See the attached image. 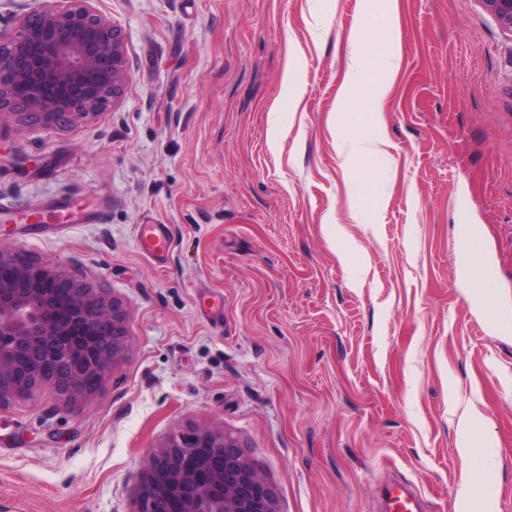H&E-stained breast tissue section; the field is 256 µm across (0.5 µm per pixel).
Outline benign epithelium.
<instances>
[{"mask_svg": "<svg viewBox=\"0 0 512 512\" xmlns=\"http://www.w3.org/2000/svg\"><path fill=\"white\" fill-rule=\"evenodd\" d=\"M0 29V116L71 126L117 101L127 81L124 34L93 0H58ZM512 34V0H480ZM0 408L50 387L68 404L93 398L125 359L127 311L66 268L0 249ZM70 296L65 315L55 292ZM135 512H277L272 486L229 436L208 428L152 449Z\"/></svg>", "mask_w": 512, "mask_h": 512, "instance_id": "1", "label": "benign epithelium"}]
</instances>
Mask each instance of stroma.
I'll return each mask as SVG.
<instances>
[{"instance_id": "obj_1", "label": "stroma", "mask_w": 512, "mask_h": 512, "mask_svg": "<svg viewBox=\"0 0 512 512\" xmlns=\"http://www.w3.org/2000/svg\"><path fill=\"white\" fill-rule=\"evenodd\" d=\"M94 5L123 95L64 129L0 118V248L121 299L128 350L80 406L0 409V512H133L149 451L195 428L278 512H377L392 477L456 512L466 412L476 495L512 512V35L480 0ZM139 251L156 261H164L171 248L166 224H141L137 234ZM458 434L461 438L460 452L468 459L470 465L471 479L477 481L482 472H485V461L478 455L476 448V435L472 416L465 414L461 416L458 423Z\"/></svg>"}]
</instances>
